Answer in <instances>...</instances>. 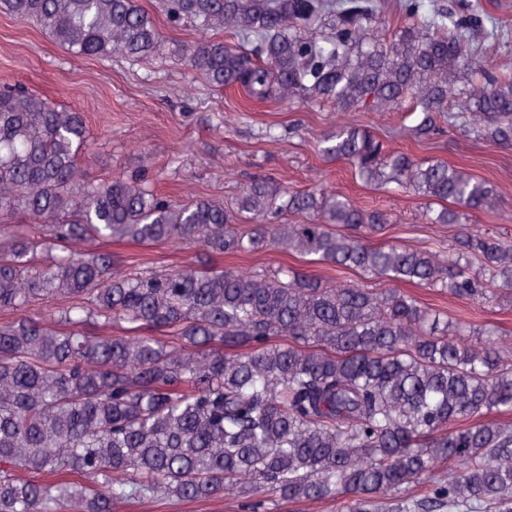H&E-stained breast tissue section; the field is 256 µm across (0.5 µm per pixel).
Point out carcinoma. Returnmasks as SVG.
<instances>
[{"mask_svg": "<svg viewBox=\"0 0 512 512\" xmlns=\"http://www.w3.org/2000/svg\"><path fill=\"white\" fill-rule=\"evenodd\" d=\"M220 34L174 59L254 103L330 104L323 156L396 188L457 231L433 250L381 243L387 214L257 175L231 205L91 180L84 113L0 89V512L206 503L248 512L339 499L346 512H512V332L400 288L512 308V240L479 224L496 185L417 160L353 119L406 109L405 137L452 130L512 148V71L483 63L475 13L448 26L401 0H162ZM75 57L154 60L136 0H0ZM175 243L173 266L114 246ZM277 250L364 283L224 257ZM428 486L417 498L412 489Z\"/></svg>", "mask_w": 512, "mask_h": 512, "instance_id": "carcinoma-1", "label": "carcinoma"}]
</instances>
